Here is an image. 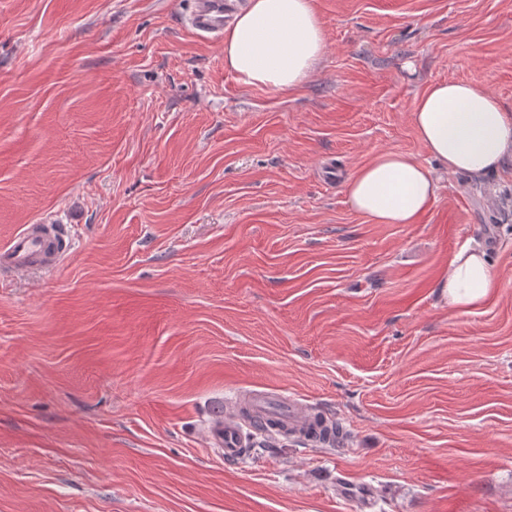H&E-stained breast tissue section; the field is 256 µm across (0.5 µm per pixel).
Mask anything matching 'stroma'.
<instances>
[{
	"label": "stroma",
	"instance_id": "1",
	"mask_svg": "<svg viewBox=\"0 0 512 512\" xmlns=\"http://www.w3.org/2000/svg\"><path fill=\"white\" fill-rule=\"evenodd\" d=\"M192 0H0V512H512V163L440 175L414 224L345 180L428 167L415 96L512 111V0H316L326 48L291 90L243 84ZM502 286L438 294L461 248ZM295 397L342 425L228 462L213 414ZM66 239L58 224H26L1 249V263L16 272L53 268L64 258L62 247Z\"/></svg>",
	"mask_w": 512,
	"mask_h": 512
}]
</instances>
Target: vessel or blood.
Masks as SVG:
<instances>
[{
	"instance_id": "b4317fda",
	"label": "vessel or blood",
	"mask_w": 512,
	"mask_h": 512,
	"mask_svg": "<svg viewBox=\"0 0 512 512\" xmlns=\"http://www.w3.org/2000/svg\"><path fill=\"white\" fill-rule=\"evenodd\" d=\"M194 7L189 24L205 37H219L224 31L226 18L231 17L230 0H193ZM66 236L56 224H27L13 237L5 249L0 250V264L24 272L33 268L49 269L63 258L62 247ZM253 412L261 420H274L286 428H300L308 424L309 413L287 401L276 402L267 398L256 399ZM209 438L221 448L225 459L238 457L240 451L239 428L236 422L216 416L209 427Z\"/></svg>"
}]
</instances>
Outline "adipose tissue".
<instances>
[{
    "mask_svg": "<svg viewBox=\"0 0 512 512\" xmlns=\"http://www.w3.org/2000/svg\"><path fill=\"white\" fill-rule=\"evenodd\" d=\"M326 47L315 0H247L224 31V67L244 84L299 86ZM412 122L437 169L400 152H384L346 180L351 207L375 224H413L435 200L437 171L481 178L512 162V112L486 88L467 81L430 84L417 96ZM499 286L486 252H456L441 281L453 306H474Z\"/></svg>",
    "mask_w": 512,
    "mask_h": 512,
    "instance_id": "adipose-tissue-1",
    "label": "adipose tissue"
}]
</instances>
